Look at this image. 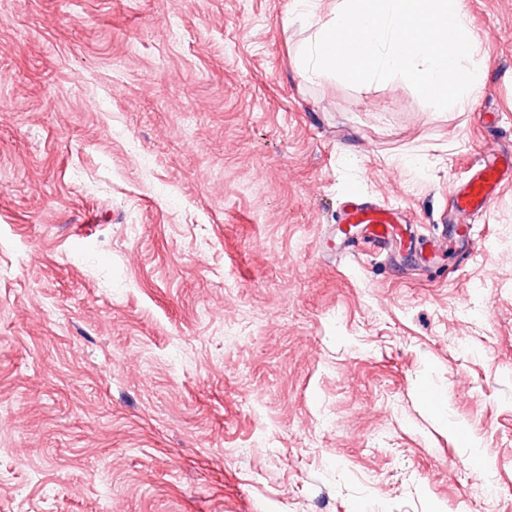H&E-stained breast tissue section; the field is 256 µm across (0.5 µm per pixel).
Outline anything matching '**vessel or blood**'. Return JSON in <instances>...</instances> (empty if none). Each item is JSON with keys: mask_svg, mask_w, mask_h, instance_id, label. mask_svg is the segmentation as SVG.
<instances>
[{"mask_svg": "<svg viewBox=\"0 0 512 512\" xmlns=\"http://www.w3.org/2000/svg\"><path fill=\"white\" fill-rule=\"evenodd\" d=\"M506 173L501 167V155L496 150L484 151L481 157L467 170L466 177L457 183L450 194V208L457 214L482 212L488 209L497 197ZM346 224L363 227V238L369 243L383 245L390 241L395 224L402 218L393 210L372 202H354L342 214ZM476 239L468 226L443 227L438 237L431 242L430 250L442 252L444 246H455L457 252H471Z\"/></svg>", "mask_w": 512, "mask_h": 512, "instance_id": "obj_1", "label": "vessel or blood"}]
</instances>
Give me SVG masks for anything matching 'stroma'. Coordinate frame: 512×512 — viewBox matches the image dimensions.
I'll return each mask as SVG.
<instances>
[{
	"mask_svg": "<svg viewBox=\"0 0 512 512\" xmlns=\"http://www.w3.org/2000/svg\"><path fill=\"white\" fill-rule=\"evenodd\" d=\"M465 4L458 112L310 76L296 0H0V512H512V181L405 258L512 153V0ZM502 154L494 149L484 151L467 170L450 194V209L459 215L482 212L497 197L508 172L501 167ZM402 218L392 209L373 202H352L343 212L340 224H362L363 239L375 245L387 244L394 231L393 224ZM447 242L451 246H455L457 252L461 254L471 252L476 244L471 228L466 225H448L442 227V231L438 237L429 244L430 251L440 253L443 247L447 246Z\"/></svg>",
	"mask_w": 512,
	"mask_h": 512,
	"instance_id": "35a3bbf8",
	"label": "stroma"
}]
</instances>
